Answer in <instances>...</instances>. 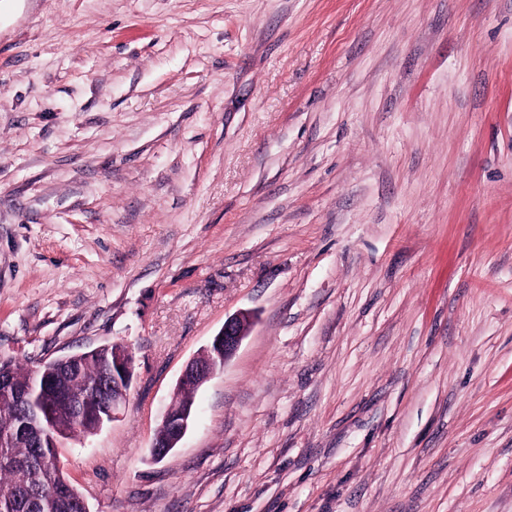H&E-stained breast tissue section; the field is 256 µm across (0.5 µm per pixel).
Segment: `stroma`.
Returning a JSON list of instances; mask_svg holds the SVG:
<instances>
[{"label": "stroma", "instance_id": "stroma-1", "mask_svg": "<svg viewBox=\"0 0 512 512\" xmlns=\"http://www.w3.org/2000/svg\"><path fill=\"white\" fill-rule=\"evenodd\" d=\"M111 343L89 512H512V0H0V356ZM248 324L249 317L247 314H240L225 319L222 329L212 338L209 345L205 348L221 359V368H216V360L212 356L206 360H202L198 356L187 363L180 376L179 384H185L187 381L194 382L202 375H206L208 379L212 378L238 350L244 336H246ZM190 414V405L180 406L172 401L170 402L163 418L167 419L171 427L172 434L168 440L153 442L152 448H157L155 450V454H153L155 460H163L169 452V450L159 448H172V451L176 447L179 440L182 439L189 428Z\"/></svg>", "mask_w": 512, "mask_h": 512}]
</instances>
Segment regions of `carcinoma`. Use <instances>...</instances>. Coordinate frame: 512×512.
Instances as JSON below:
<instances>
[{
    "mask_svg": "<svg viewBox=\"0 0 512 512\" xmlns=\"http://www.w3.org/2000/svg\"><path fill=\"white\" fill-rule=\"evenodd\" d=\"M0 512H76L82 493L58 464L57 439L48 427L24 421L40 413L49 392L60 436L97 429L93 416L112 399V346L78 357L71 367L50 361L22 366L0 358Z\"/></svg>",
    "mask_w": 512,
    "mask_h": 512,
    "instance_id": "cac0c4a2",
    "label": "carcinoma"
}]
</instances>
